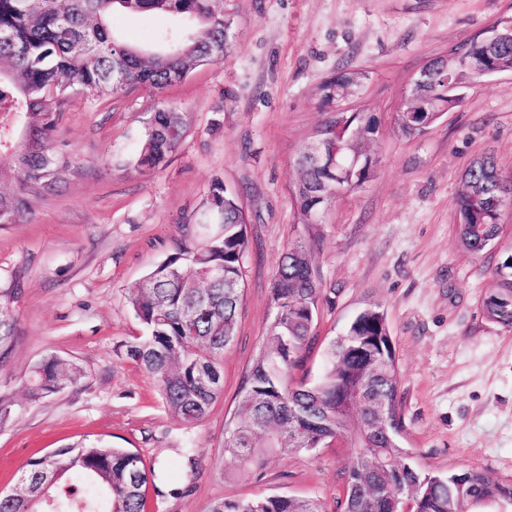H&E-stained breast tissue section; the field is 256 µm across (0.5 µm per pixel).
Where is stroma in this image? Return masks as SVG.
<instances>
[{
	"label": "stroma",
	"instance_id": "stroma-1",
	"mask_svg": "<svg viewBox=\"0 0 512 512\" xmlns=\"http://www.w3.org/2000/svg\"><path fill=\"white\" fill-rule=\"evenodd\" d=\"M230 23L223 63L201 65L156 91L135 86L71 97L57 132L76 168L32 206V221L0 225V303L17 320L10 358L0 365V491L12 490L32 458L82 438L138 453L155 472L147 512H207L214 500L296 495L333 506L343 493L352 448L331 443L289 452L262 482L235 475L224 459L240 384L273 319L270 283L294 242L317 235L312 264L324 300L318 340L294 380L321 376L328 344L370 305L382 307L401 376L402 442L436 472L480 470L512 481V330L487 319L482 299L512 250V205L499 244L466 253L454 201L470 164L493 157L512 173V75L464 79L457 107L427 133L402 135L396 115L428 59L485 36L512 0H219ZM175 17L117 14L114 29L151 47ZM358 70L366 80L342 104L378 122L365 145L372 176L333 200L316 228L292 201L296 160L332 109L319 88ZM189 131L163 166L135 162L147 123L161 106ZM221 180L243 207L254 245L224 392L197 425L185 426L156 382L117 357L118 343L142 335L130 288L173 253L182 223H207ZM53 354L77 383L31 400L27 379ZM191 443L196 465L181 448Z\"/></svg>",
	"mask_w": 512,
	"mask_h": 512
}]
</instances>
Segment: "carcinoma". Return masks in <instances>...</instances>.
I'll return each mask as SVG.
<instances>
[{
    "mask_svg": "<svg viewBox=\"0 0 512 512\" xmlns=\"http://www.w3.org/2000/svg\"><path fill=\"white\" fill-rule=\"evenodd\" d=\"M116 12L173 13L194 27L163 37L167 48L147 53L112 29ZM224 14L214 0H0V108L12 115L0 124V224L32 219L30 199L55 189L61 171L74 161L55 139L63 106L74 92L93 94L105 86L116 94L135 85L162 90L203 64L224 62ZM469 68L458 80L488 67L512 68V38L496 44L473 39L460 47ZM429 88L408 99L403 109L415 119L431 121L460 99L438 94L443 61L430 60ZM363 76L344 71L324 86L347 89ZM340 119L358 129L356 138L336 140L337 119L327 118L313 141L335 149L347 166L359 157L352 174L329 170L303 150L293 190L302 223L344 192L366 181L373 161L362 143L377 131L365 112H345ZM187 132L183 113L158 108L149 123L136 161L140 171L164 163ZM496 169L490 156L470 167L455 200L459 238L466 251L479 256L488 235L498 237L501 214L484 191L485 169ZM210 210L221 231L199 239L183 235L175 252L153 266L128 294L144 334L125 343L126 356L159 385L166 405L184 423L203 419L222 393L224 350L234 341L244 299V261L253 242L235 195L220 181L210 192ZM497 288L482 301L484 314L512 329V253L496 272ZM274 310L267 336L240 386L241 416L233 418L224 437V457L235 471L261 479L270 460L288 450L311 451L336 437L357 449L347 467L336 512H402L403 494L413 512H474V500L512 496V483H500L477 470L436 474L421 470L401 446L403 423L398 404L400 374L386 315L376 304L360 311L344 338L330 343L323 376L315 383H295L315 344L316 318L323 285L311 266V245L295 242L282 254L270 286ZM16 319L0 303V363L11 354ZM78 380L73 367L55 355L36 363L29 386L36 397L57 392ZM149 474L141 457L100 441L79 440L30 459L20 474L21 487L0 492V512H144ZM207 512H325L315 499L270 495L223 499Z\"/></svg>",
    "mask_w": 512,
    "mask_h": 512,
    "instance_id": "carcinoma-1",
    "label": "carcinoma"
}]
</instances>
